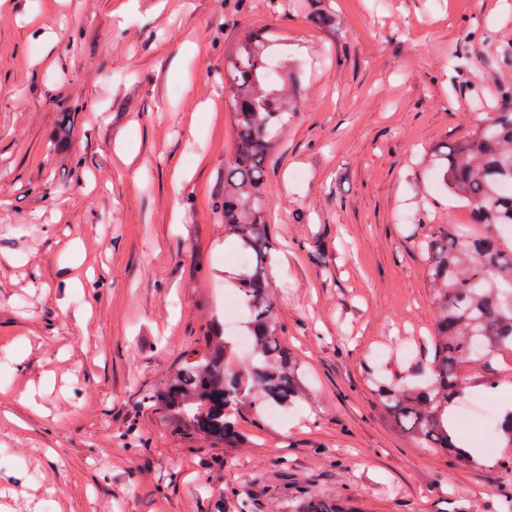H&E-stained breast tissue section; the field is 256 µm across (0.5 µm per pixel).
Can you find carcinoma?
Returning <instances> with one entry per match:
<instances>
[{"instance_id": "1", "label": "carcinoma", "mask_w": 512, "mask_h": 512, "mask_svg": "<svg viewBox=\"0 0 512 512\" xmlns=\"http://www.w3.org/2000/svg\"><path fill=\"white\" fill-rule=\"evenodd\" d=\"M274 45L270 33L255 32L224 60L236 142L224 170L220 207L224 236L251 256L234 281L248 311L244 329L252 340L250 354L245 361L238 358L224 315L216 314L203 333L202 348L138 400L139 407L161 413L175 431L235 448L248 443L239 425L242 412H286L310 395L302 366L278 333L273 300L276 244L266 220L265 171L292 111V97L282 87L291 66L283 63L279 73L270 68ZM73 124L72 112L63 110L52 139H71ZM435 156L448 194L465 201L473 223L486 232L450 224L420 241L434 290L429 358L413 385L397 387L380 376L372 383L386 414L410 440L466 462L476 455L465 449L448 418L464 388L477 386L464 369H484L493 358L512 354V107L486 114L472 136L437 147ZM292 507V512H348L305 487ZM213 512H254L253 498L234 489L214 501Z\"/></svg>"}]
</instances>
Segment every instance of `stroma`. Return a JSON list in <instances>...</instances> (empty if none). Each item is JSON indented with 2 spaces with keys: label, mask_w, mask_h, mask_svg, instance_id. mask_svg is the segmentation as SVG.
Returning a JSON list of instances; mask_svg holds the SVG:
<instances>
[{
  "label": "stroma",
  "mask_w": 512,
  "mask_h": 512,
  "mask_svg": "<svg viewBox=\"0 0 512 512\" xmlns=\"http://www.w3.org/2000/svg\"><path fill=\"white\" fill-rule=\"evenodd\" d=\"M266 2L0 0V473L24 483L0 481V512H211L227 488L291 512L300 487L354 512H500L512 490V447L473 466L419 447L369 381L418 379L435 308L417 240L472 221L431 154L512 89V0ZM259 28L295 73L265 190L311 397L241 416L252 447L209 448L135 402L231 289L214 203L235 125L215 76Z\"/></svg>",
  "instance_id": "1"
}]
</instances>
